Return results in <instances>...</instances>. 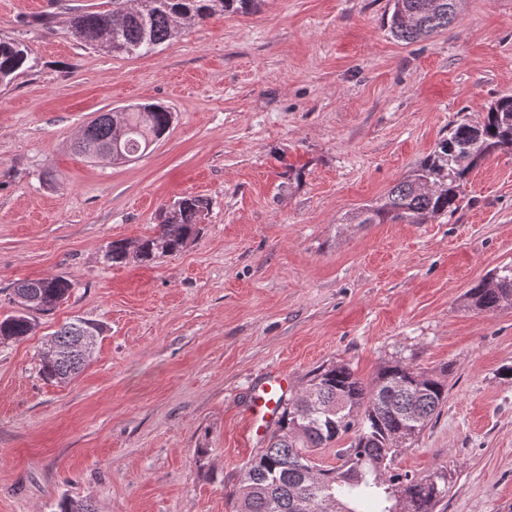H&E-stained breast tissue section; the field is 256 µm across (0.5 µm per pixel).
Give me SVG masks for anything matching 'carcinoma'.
<instances>
[{
  "label": "carcinoma",
  "mask_w": 512,
  "mask_h": 512,
  "mask_svg": "<svg viewBox=\"0 0 512 512\" xmlns=\"http://www.w3.org/2000/svg\"><path fill=\"white\" fill-rule=\"evenodd\" d=\"M262 0H112V9L86 12L71 20L73 35L85 45L110 53H148L175 38L182 29L215 14L249 13ZM386 19L391 35L406 43L426 39L448 28L462 0H391ZM31 49L20 40H0V83L34 67ZM171 112L158 105L129 106L103 112L83 135L107 145L114 123L125 129L115 161L146 152L169 129ZM512 151V96L499 99L478 124L453 125L435 148L386 195L349 216L351 224H425L458 207L460 186L486 156ZM209 204L184 196L160 212L158 231L137 240L108 244L110 263L132 258L149 264L161 255L183 250L200 233ZM64 277L24 279L14 283V298L24 307L0 320V339L19 340L35 327L34 314L52 312L69 295ZM470 308L493 312L512 307V265L496 270L466 293ZM99 337L103 328L80 318L53 333L56 353L41 360V375L64 384L79 376L89 359L72 353L75 337L86 330ZM448 395L447 371L426 373L403 360L381 369L370 382L345 363L317 368L306 387L283 403L277 428L247 463L239 488L232 493L236 512H433L446 490L448 470L424 476L398 473L395 457L440 414ZM353 440L337 451L340 464L319 467L312 458L347 435Z\"/></svg>",
  "instance_id": "carcinoma-1"
}]
</instances>
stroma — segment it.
<instances>
[{
	"label": "stroma",
	"instance_id": "obj_1",
	"mask_svg": "<svg viewBox=\"0 0 512 512\" xmlns=\"http://www.w3.org/2000/svg\"><path fill=\"white\" fill-rule=\"evenodd\" d=\"M111 7L0 0V38L36 58L0 85V319L16 281L73 283L31 336L0 342V512H233L266 444L250 396L267 373L296 394L318 366L368 382L395 360L449 374L394 469L447 467L434 512H512V307L466 299L512 264V153L470 173L453 213L345 221L512 95V0H465L410 44L389 34L388 0H263L124 56L70 31ZM145 103L173 114L146 155L74 151L99 113ZM189 195L209 209L182 252L105 261ZM75 318L102 326L95 355L74 381L46 380L47 343Z\"/></svg>",
	"mask_w": 512,
	"mask_h": 512
}]
</instances>
